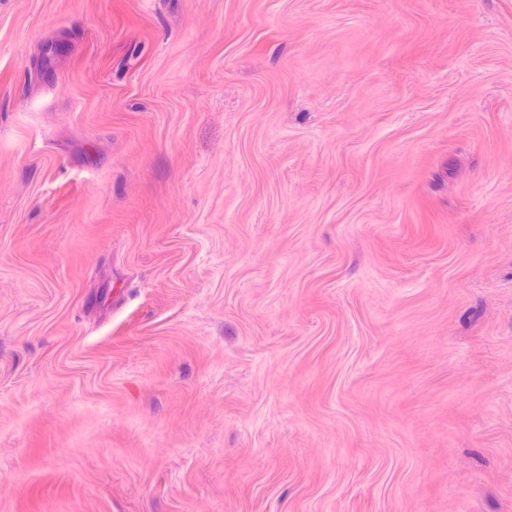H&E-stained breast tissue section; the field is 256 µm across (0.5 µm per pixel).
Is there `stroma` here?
Returning a JSON list of instances; mask_svg holds the SVG:
<instances>
[{"mask_svg":"<svg viewBox=\"0 0 512 512\" xmlns=\"http://www.w3.org/2000/svg\"><path fill=\"white\" fill-rule=\"evenodd\" d=\"M0 512H512V0H0Z\"/></svg>","mask_w":512,"mask_h":512,"instance_id":"obj_1","label":"stroma"}]
</instances>
